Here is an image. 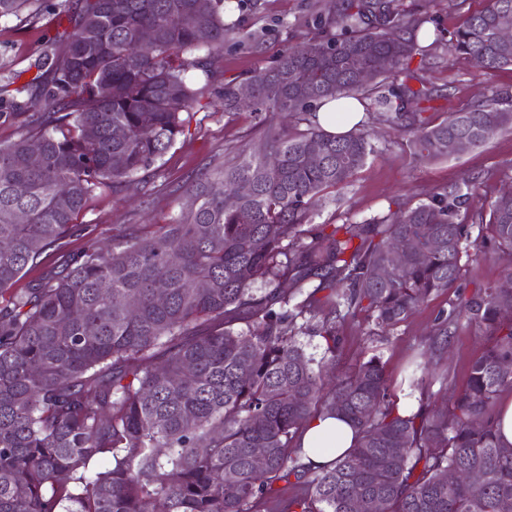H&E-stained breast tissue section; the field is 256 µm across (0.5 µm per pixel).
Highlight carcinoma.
Here are the masks:
<instances>
[{
  "mask_svg": "<svg viewBox=\"0 0 512 512\" xmlns=\"http://www.w3.org/2000/svg\"><path fill=\"white\" fill-rule=\"evenodd\" d=\"M53 10L45 0H0V19L24 25ZM63 13L68 25L52 38L62 52H44L36 75L14 88L37 86L45 111L0 142V512H270L275 485L292 476L288 512H502L512 501V444L496 426L512 392V293L465 297L458 285L472 228L458 217L482 189L477 180L361 224L313 225L319 198L374 151L371 134L271 126L259 151L201 178L174 223L91 245L12 290L27 267L84 231L95 191L131 186L173 147L198 101L185 72L210 71L233 33L224 0L205 10L197 0H83ZM429 21L396 0H337L313 16L320 39L244 80L220 81L224 112L302 114L364 95L421 160L447 158L450 140L477 148L485 129L511 130L512 105L496 92L432 125L411 109L433 98L403 71ZM506 21L512 0H487L451 48L483 70L512 66V45L495 38ZM145 30L154 40L141 47ZM199 49L206 56H193ZM353 55L373 68L372 81L358 79ZM314 151L317 166L307 160ZM243 182L252 193L226 207ZM477 219L482 247L512 253V197H496ZM394 240L413 246L381 280ZM452 289L439 335L464 320L491 342L442 410H400L378 355L326 382L297 340L300 321H315L333 361L348 318L366 311L393 327ZM436 376L427 358L412 362L406 381L414 389ZM317 415L343 417L356 438L315 470L302 461L301 438ZM254 448L266 449L262 467ZM105 458L110 466L98 467Z\"/></svg>",
  "mask_w": 512,
  "mask_h": 512,
  "instance_id": "cac0c4a2",
  "label": "carcinoma"
}]
</instances>
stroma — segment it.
<instances>
[{
  "label": "stroma",
  "mask_w": 512,
  "mask_h": 512,
  "mask_svg": "<svg viewBox=\"0 0 512 512\" xmlns=\"http://www.w3.org/2000/svg\"><path fill=\"white\" fill-rule=\"evenodd\" d=\"M227 21H241L245 30L259 32L257 41H226L224 54L215 58L213 70L225 78H246L253 70L272 66L288 46L316 38L310 25L322 0H257L255 8L240 14L237 0H225ZM400 8L428 12L427 30H439L440 41L427 54L414 56L411 70L424 76L438 94L425 105L424 116L440 121L446 113L498 92L512 99V66L482 71L448 46L447 37L470 12L482 9L484 0H398ZM55 32L54 18L45 15L37 27L19 30L15 20H0V86L9 78L28 81L34 64ZM212 70V71H213ZM210 73V72H209ZM208 72L190 69L187 79L203 95L186 115L187 129L164 157L139 173L133 185L98 192L89 203L82 223L83 235L65 238L63 252L77 251L90 242H106L113 234L137 231L146 224H169L179 216L188 190L204 174L232 160L241 151H254L268 125H285L273 112L225 113ZM362 125L374 131L375 151L348 185L329 190L313 211L316 224H353L388 209L415 205L434 189L466 176L486 180L494 194L512 191V131L490 138L484 145L445 160L416 159L406 137L384 122L374 107H366ZM512 270V255L487 253L463 260L461 283L467 290L501 285ZM450 294L432 296L395 327L382 329L366 313L347 320L342 349L326 375L349 373L362 358L380 355L392 384H399L409 362L419 353L431 355L439 381L413 391L405 402L439 407L445 394L462 391L471 363L485 350L487 337L473 327L455 329L448 346L433 340L437 314L448 309Z\"/></svg>",
  "instance_id": "stroma-1"
}]
</instances>
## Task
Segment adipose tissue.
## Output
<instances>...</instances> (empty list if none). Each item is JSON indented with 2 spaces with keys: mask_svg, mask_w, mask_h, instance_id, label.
I'll return each instance as SVG.
<instances>
[{
  "mask_svg": "<svg viewBox=\"0 0 512 512\" xmlns=\"http://www.w3.org/2000/svg\"><path fill=\"white\" fill-rule=\"evenodd\" d=\"M362 114L363 106L357 100H328L317 109L315 121L324 131L342 135L361 120ZM353 437V428L340 417L312 418L301 440L304 463L314 468L329 464L351 447Z\"/></svg>",
  "mask_w": 512,
  "mask_h": 512,
  "instance_id": "ef3b65f1",
  "label": "adipose tissue"
}]
</instances>
